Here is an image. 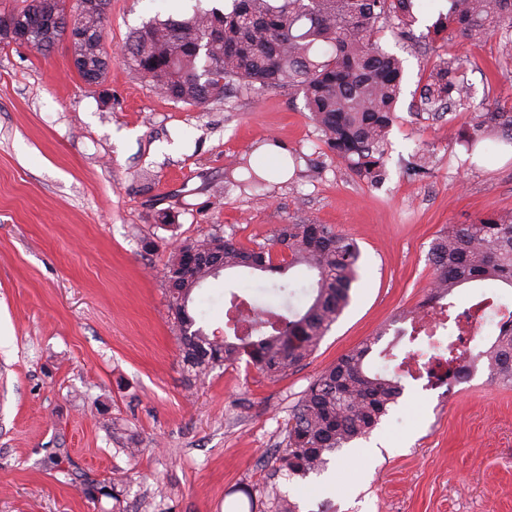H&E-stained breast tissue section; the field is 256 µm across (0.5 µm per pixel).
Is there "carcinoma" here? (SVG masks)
Segmentation results:
<instances>
[{
	"label": "carcinoma",
	"mask_w": 512,
	"mask_h": 512,
	"mask_svg": "<svg viewBox=\"0 0 512 512\" xmlns=\"http://www.w3.org/2000/svg\"><path fill=\"white\" fill-rule=\"evenodd\" d=\"M21 0L12 8L16 26L34 16L56 15L30 37L28 45L47 53L56 43L67 49L78 75L86 82L105 81L110 57L104 50L103 29L110 0ZM414 0H232L229 10L195 8L181 19L150 20L124 46L123 58L135 75L153 91L175 103L200 106L224 96L237 81L245 90L266 91L285 85L303 93L310 118L336 158L358 178L376 184L385 175L384 145L396 119L403 66L384 51L380 22L397 18L398 35L411 39L417 22ZM75 14L83 23L81 38H70L65 18ZM453 29L470 40L500 34L512 51V0H446L428 33L439 36ZM466 60L453 58L434 66L422 86L419 107L439 112L470 99L461 78ZM512 133L511 112H487L468 136L474 149L489 136V128ZM248 177L240 188L258 189L265 177L243 162ZM197 254L196 264L184 269L185 251ZM222 253L223 270L241 268L283 276L296 266L317 272L316 294L306 309L279 313L249 304L238 322L246 334L210 337L195 326L189 314L193 294L217 277L210 259ZM435 267L429 297L448 296V337L430 341L418 319L409 314L410 329L402 330L411 349L398 358L393 349L380 352L393 374L368 367L373 342L365 341L321 373L291 410L285 429V448L274 472L307 476L324 469L329 457L344 445L366 435L403 394L404 375L431 379L409 369L407 359L431 356L448 369L459 367L463 338L458 328L481 315L484 305L457 310L454 290L479 280L512 288V217L482 218L472 224H450L431 247ZM360 250L356 242L329 224H282L267 245L245 247L222 236L188 241L168 259L169 306L179 325L180 350L194 375L242 358L259 372L281 377L318 348L322 338L349 303L358 279ZM499 338L483 358L493 383L512 386V310L491 307ZM430 349L433 354L426 355Z\"/></svg>",
	"instance_id": "1"
}]
</instances>
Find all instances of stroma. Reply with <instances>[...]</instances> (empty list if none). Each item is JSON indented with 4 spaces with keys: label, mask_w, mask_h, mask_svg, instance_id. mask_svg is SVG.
<instances>
[{
    "label": "stroma",
    "mask_w": 512,
    "mask_h": 512,
    "mask_svg": "<svg viewBox=\"0 0 512 512\" xmlns=\"http://www.w3.org/2000/svg\"><path fill=\"white\" fill-rule=\"evenodd\" d=\"M224 0H111L102 85L76 72L65 44L43 54L0 47V512H512V387L479 369L448 393L404 379L366 436L321 474L274 473L289 413L310 382L365 341L385 348L395 318L434 277L429 252L451 224L512 214V141L468 150L482 112L512 113V53L500 36L475 47L384 30L403 62V92L379 184L332 160L302 93L228 86L202 106L150 90L125 64L130 34L153 17ZM465 56L472 95L446 115L414 103L432 67ZM288 162L262 195L228 187L263 146ZM431 155L414 175L415 151ZM281 224H329L359 245L351 301L317 350L288 375L246 363L189 377L165 277L171 252L220 235L253 247ZM293 268L222 273L197 288L191 312L223 334L230 292L275 311L303 308L312 283ZM92 488L94 496L83 493Z\"/></svg>",
    "instance_id": "35a3bbf8"
}]
</instances>
